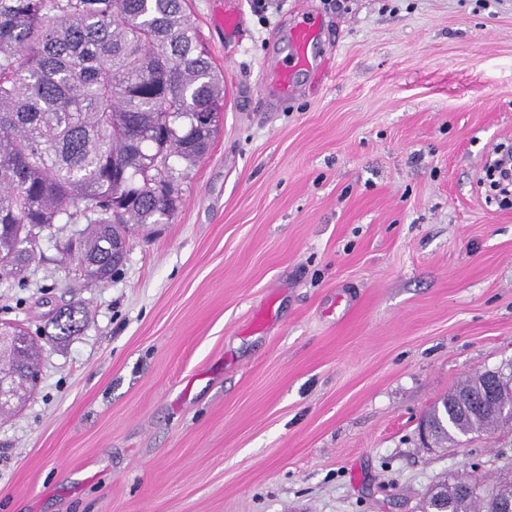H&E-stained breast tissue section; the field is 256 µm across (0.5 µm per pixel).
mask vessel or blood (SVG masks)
<instances>
[{
	"instance_id": "1",
	"label": "vessel or blood",
	"mask_w": 512,
	"mask_h": 512,
	"mask_svg": "<svg viewBox=\"0 0 512 512\" xmlns=\"http://www.w3.org/2000/svg\"><path fill=\"white\" fill-rule=\"evenodd\" d=\"M319 32L315 23L304 21L296 25L288 38V56L273 59L260 73L264 87L279 99L292 97L296 92L295 77L298 73L314 69V48Z\"/></svg>"
}]
</instances>
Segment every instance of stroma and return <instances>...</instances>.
<instances>
[{"mask_svg": "<svg viewBox=\"0 0 512 512\" xmlns=\"http://www.w3.org/2000/svg\"><path fill=\"white\" fill-rule=\"evenodd\" d=\"M188 0L224 73V124L167 224L120 273L75 276L44 238L0 281L42 334L35 391L0 414V512H414L451 473L494 475L512 432L459 448L419 423L512 361V0ZM324 73L270 102L259 73L302 15Z\"/></svg>", "mask_w": 512, "mask_h": 512, "instance_id": "stroma-1", "label": "stroma"}]
</instances>
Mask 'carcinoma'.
<instances>
[{"instance_id":"1","label":"carcinoma","mask_w":512,"mask_h":512,"mask_svg":"<svg viewBox=\"0 0 512 512\" xmlns=\"http://www.w3.org/2000/svg\"><path fill=\"white\" fill-rule=\"evenodd\" d=\"M223 112L224 75L186 0H0V280L20 278L57 224L84 225L80 252L63 250L86 279L112 280L130 226L179 211ZM53 325L77 331L71 311ZM39 352L18 327L0 343L12 398L36 386ZM423 423L437 445L512 427V376H471ZM498 471L439 482L420 512H507L512 461Z\"/></svg>"}]
</instances>
